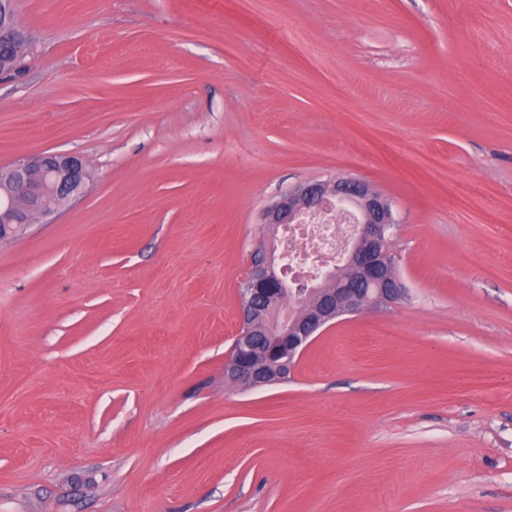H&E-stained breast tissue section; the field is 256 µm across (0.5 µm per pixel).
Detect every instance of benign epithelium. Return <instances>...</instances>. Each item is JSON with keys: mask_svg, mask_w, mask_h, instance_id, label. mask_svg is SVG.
Wrapping results in <instances>:
<instances>
[{"mask_svg": "<svg viewBox=\"0 0 512 512\" xmlns=\"http://www.w3.org/2000/svg\"><path fill=\"white\" fill-rule=\"evenodd\" d=\"M30 36L17 26L9 0L0 3V70H10L25 52ZM91 178L85 161L73 154H27L0 167V244L23 237L39 224L80 199ZM351 210L355 232L336 264L311 283L315 302L302 305L300 289L278 273L287 258L274 244L261 242L240 290V331L224 366L225 380L247 388L286 381L313 340L337 318L357 315L376 305L397 303L407 296L389 250L395 218L388 199L355 177L301 184L268 205L261 223L272 231L289 224L319 219L331 207ZM376 288L370 289L368 285ZM266 331L277 353L256 364L250 354L255 337Z\"/></svg>", "mask_w": 512, "mask_h": 512, "instance_id": "1", "label": "benign epithelium"}]
</instances>
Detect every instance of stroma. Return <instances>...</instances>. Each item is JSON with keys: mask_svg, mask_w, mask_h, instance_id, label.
Masks as SVG:
<instances>
[{"mask_svg": "<svg viewBox=\"0 0 512 512\" xmlns=\"http://www.w3.org/2000/svg\"><path fill=\"white\" fill-rule=\"evenodd\" d=\"M0 165L84 196L0 246V512H512V0H14ZM352 176L406 300L224 382L260 214Z\"/></svg>", "mask_w": 512, "mask_h": 512, "instance_id": "obj_1", "label": "stroma"}]
</instances>
